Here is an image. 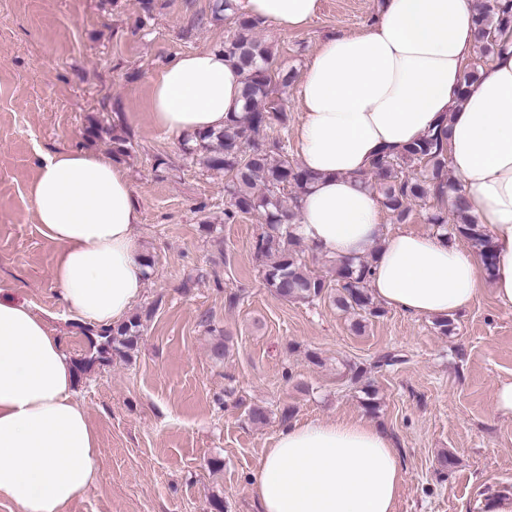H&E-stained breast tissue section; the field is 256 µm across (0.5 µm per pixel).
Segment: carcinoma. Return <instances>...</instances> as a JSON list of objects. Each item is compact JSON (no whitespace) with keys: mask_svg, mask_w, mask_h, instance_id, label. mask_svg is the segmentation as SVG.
Instances as JSON below:
<instances>
[{"mask_svg":"<svg viewBox=\"0 0 512 512\" xmlns=\"http://www.w3.org/2000/svg\"><path fill=\"white\" fill-rule=\"evenodd\" d=\"M475 11L481 38L479 59L488 60L512 34V0H478ZM233 25V36L224 41L222 51L243 71V113L227 119L222 131L195 136V145L186 152L200 155L207 170L224 174L229 196L224 220L257 215L264 221L254 249L262 262L267 288L287 302L312 303L326 296L336 308L357 316L353 327L360 331L365 321L383 313L367 286L370 261L363 259L355 265L349 260H332L337 285L333 291L326 279L307 271L298 254L301 237L294 219L312 175L289 159L282 140L259 138L260 132L288 120L287 104L278 87L287 86L292 73L272 68V49L256 35V23L235 14ZM370 175L368 186L380 195L382 205L398 222L409 217L412 203L436 198L438 206L427 217L428 223L452 227L477 250L485 269L491 270V240L468 215L466 200L449 175L445 131L429 134L398 153H381ZM139 333L137 317L102 329L89 337L90 350L80 360V369L89 370L109 363L114 355H126L137 344ZM365 374L363 368L349 366L350 382L361 385L366 395L364 404L373 411L377 407L376 389L364 381Z\"/></svg>","mask_w":512,"mask_h":512,"instance_id":"obj_1","label":"carcinoma"}]
</instances>
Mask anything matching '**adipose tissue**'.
I'll return each mask as SVG.
<instances>
[{"mask_svg": "<svg viewBox=\"0 0 512 512\" xmlns=\"http://www.w3.org/2000/svg\"><path fill=\"white\" fill-rule=\"evenodd\" d=\"M236 14L280 32L307 27L320 0H233ZM473 0H381L357 33L324 40L298 90L302 166L315 177L297 233L336 259L373 254L368 287L387 307L442 317L483 284L512 309V41L462 87L480 42ZM243 77L223 51L185 54L150 79V118L167 136L223 129L242 108ZM445 126L450 174L494 247L490 281L472 249L446 237L384 234L363 183L381 150ZM36 220L57 247L53 284L79 321L109 328L140 297L146 268L134 187L109 157L47 156L31 188ZM75 365L25 301L0 298V500L63 512L96 475L97 435L76 398ZM404 482L389 437L365 420L286 425L252 476L262 512H396Z\"/></svg>", "mask_w": 512, "mask_h": 512, "instance_id": "ef3b65f1", "label": "adipose tissue"}]
</instances>
